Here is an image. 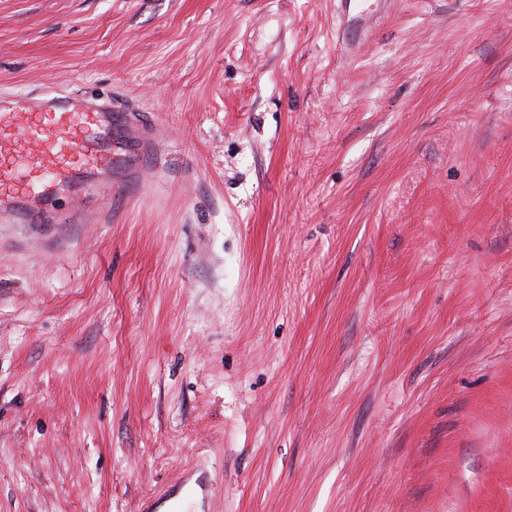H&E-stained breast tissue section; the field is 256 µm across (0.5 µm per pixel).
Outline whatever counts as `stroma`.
Wrapping results in <instances>:
<instances>
[{
  "mask_svg": "<svg viewBox=\"0 0 512 512\" xmlns=\"http://www.w3.org/2000/svg\"><path fill=\"white\" fill-rule=\"evenodd\" d=\"M56 86L155 154L0 224V512H512V0H0Z\"/></svg>",
  "mask_w": 512,
  "mask_h": 512,
  "instance_id": "stroma-1",
  "label": "stroma"
}]
</instances>
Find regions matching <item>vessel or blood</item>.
Segmentation results:
<instances>
[{
	"label": "vessel or blood",
	"instance_id": "b4317fda",
	"mask_svg": "<svg viewBox=\"0 0 512 512\" xmlns=\"http://www.w3.org/2000/svg\"><path fill=\"white\" fill-rule=\"evenodd\" d=\"M146 117L108 97L66 90L0 97V224H52L61 193H95L103 214L123 183L140 184L152 150Z\"/></svg>",
	"mask_w": 512,
	"mask_h": 512
}]
</instances>
